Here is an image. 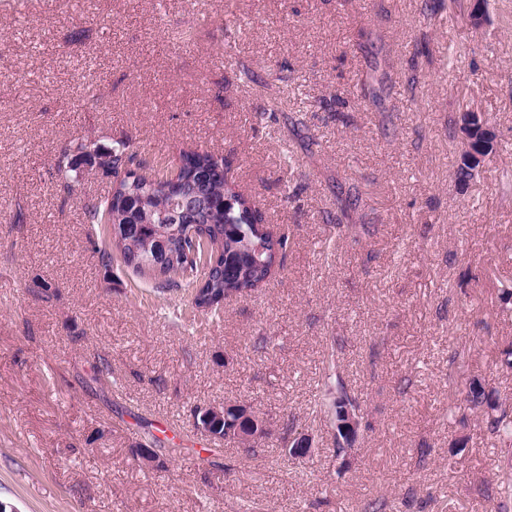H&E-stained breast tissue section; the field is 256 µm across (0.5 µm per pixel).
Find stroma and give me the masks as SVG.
<instances>
[{
	"label": "stroma",
	"instance_id": "stroma-1",
	"mask_svg": "<svg viewBox=\"0 0 512 512\" xmlns=\"http://www.w3.org/2000/svg\"><path fill=\"white\" fill-rule=\"evenodd\" d=\"M0 0V500L18 512H495L512 453L468 401L512 402V0ZM251 78L239 79L241 70ZM377 97L357 84L370 71ZM497 151L469 184L460 112ZM130 142L159 169L181 151L228 163L282 268L220 320L98 251L84 204L110 178L56 169L75 138ZM358 189L349 221L337 195ZM267 339L266 350L255 347ZM357 397L354 449L331 451L325 356ZM466 354L461 370L449 358ZM110 372L95 377L100 362ZM245 402L258 457L200 433L194 407ZM309 434L304 463L286 426ZM156 436L182 448L147 469ZM219 449L223 473L203 461ZM285 455L295 461H303L313 456L314 448L308 434L294 433L288 436L285 445L281 448Z\"/></svg>",
	"mask_w": 512,
	"mask_h": 512
}]
</instances>
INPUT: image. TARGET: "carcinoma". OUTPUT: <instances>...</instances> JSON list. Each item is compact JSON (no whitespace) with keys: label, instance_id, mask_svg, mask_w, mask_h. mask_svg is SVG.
I'll list each match as a JSON object with an SVG mask.
<instances>
[{"label":"carcinoma","instance_id":"cac0c4a2","mask_svg":"<svg viewBox=\"0 0 512 512\" xmlns=\"http://www.w3.org/2000/svg\"><path fill=\"white\" fill-rule=\"evenodd\" d=\"M87 140L77 138L57 160L64 179L83 163ZM112 171L134 161L137 152L121 142L108 152ZM180 186L171 187L163 178L144 181L127 178L112 185L111 193L84 205L89 224L110 226L108 245L99 250L104 266L117 258L136 272L151 271L158 289L193 286L189 307L209 308L218 315L223 298L232 293H253L262 288L275 269L282 266L288 237L277 236L264 222L250 198L236 189L229 178L224 158L195 149L181 155ZM196 254L189 256L191 247ZM335 380L336 398L331 400L332 415L357 411L358 403L337 373L335 354L329 355L325 380ZM471 403L485 407L486 431L506 447L512 446V408L494 400L479 384L470 388ZM198 421L210 433L227 438L237 426L233 408L217 419L196 409ZM499 512H508L512 502V472L497 481Z\"/></svg>","mask_w":512,"mask_h":512}]
</instances>
